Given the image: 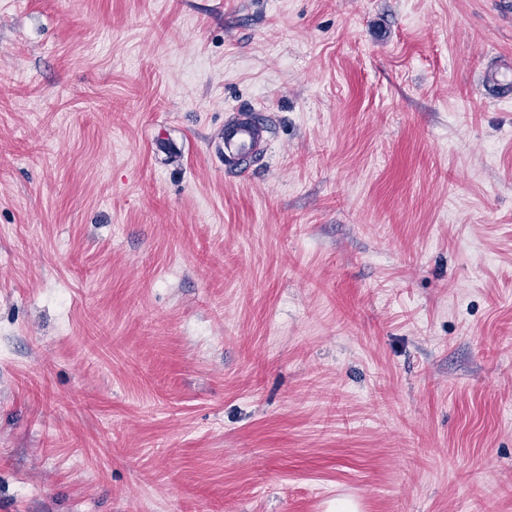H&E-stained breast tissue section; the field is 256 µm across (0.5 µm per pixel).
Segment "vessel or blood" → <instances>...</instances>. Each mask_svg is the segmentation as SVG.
I'll list each match as a JSON object with an SVG mask.
<instances>
[{
    "instance_id": "b4317fda",
    "label": "vessel or blood",
    "mask_w": 512,
    "mask_h": 512,
    "mask_svg": "<svg viewBox=\"0 0 512 512\" xmlns=\"http://www.w3.org/2000/svg\"><path fill=\"white\" fill-rule=\"evenodd\" d=\"M219 138V151L224 157V168L237 173L247 172L257 149L270 140L266 116L259 111H240L225 121Z\"/></svg>"
}]
</instances>
